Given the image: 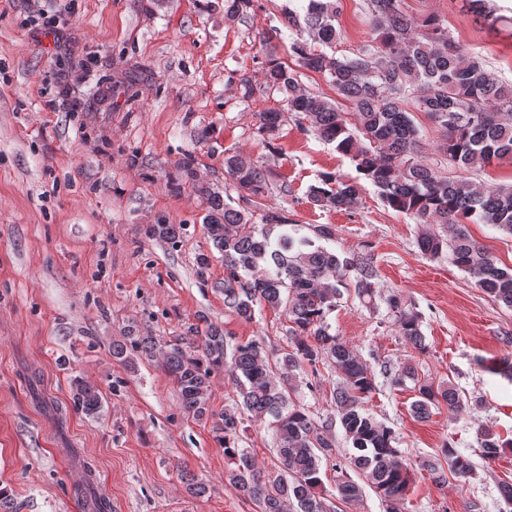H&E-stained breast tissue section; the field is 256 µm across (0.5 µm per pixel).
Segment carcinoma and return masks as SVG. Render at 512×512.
Returning <instances> with one entry per match:
<instances>
[{
  "label": "carcinoma",
  "mask_w": 512,
  "mask_h": 512,
  "mask_svg": "<svg viewBox=\"0 0 512 512\" xmlns=\"http://www.w3.org/2000/svg\"><path fill=\"white\" fill-rule=\"evenodd\" d=\"M404 0H366V21L372 43L354 56L338 57L325 48L338 39L336 0H308L304 13L286 7L281 24L296 33L290 45L298 67L323 75L336 95L349 104L343 111L324 96L307 91L295 70L280 60L263 66V84L281 97L282 108L258 113L259 133L275 136L284 114H293L321 139L335 144L349 157L356 171L377 189L391 209L413 217L421 226L416 238L419 251L432 259L448 253V259L474 279L498 304L512 310V268L498 266L478 243L469 224H490L512 235V184L487 186L446 171L422 159V136L412 111L423 112L438 125L442 142L438 150L448 165L485 167L505 158L512 160V85L487 70L448 31L435 15L418 19L405 11ZM257 0H224V18L234 21L254 9ZM458 121L448 125V111ZM182 184L206 200L203 218L214 248L224 260V308L250 321L255 307L283 310L288 315L286 335L291 350L277 364L270 363L263 343L251 340L230 344L229 334L209 323L202 342L188 343L179 336L159 347L153 336H126L112 344V356L126 360L127 351L147 356L162 354L163 369L179 388L184 412L194 418L215 416L218 441L233 467L229 480L241 494L255 501L260 512H327L322 487V461L335 457L336 439L330 434L335 419L319 423L292 400V380L307 367L327 359L339 381L334 392L336 411L345 439L353 453L349 464L358 476L341 470L336 489L340 498L355 505L369 486L386 505V512H403L412 480L411 465L394 446V431L375 420L363 408L374 389V375L353 348L329 333L326 314L336 307L341 289L353 285L356 294L372 302L376 296V266L365 249L345 253L318 244L335 237L331 224L313 227L314 237L288 233V217L277 210L254 212L236 209L218 191L197 178L195 156L180 163ZM263 164L239 153L224 157L225 188L236 191L249 205L258 203L268 189ZM310 202L322 209L354 212L362 204L358 183L326 172L308 189ZM280 229L272 236L274 229ZM149 236L176 241L175 224H152ZM354 273L352 283L345 282ZM385 303L396 317L401 335L415 347L423 346L422 315L390 295ZM227 371L233 377L241 401L219 413L211 411V377ZM391 385L414 383L411 411L425 419L444 404L450 411L461 408L453 383L435 386L418 378L416 369H387ZM76 410L87 415L100 411L99 392L76 385ZM268 420L276 442L277 469L258 466L248 452L238 448L245 418ZM512 442L491 434L480 442L482 455L492 459ZM442 454L448 470L460 478L473 472L469 457L451 446ZM90 488L78 491L88 498ZM90 499V498H88ZM91 512H112L102 496L90 499Z\"/></svg>",
  "instance_id": "obj_1"
}]
</instances>
